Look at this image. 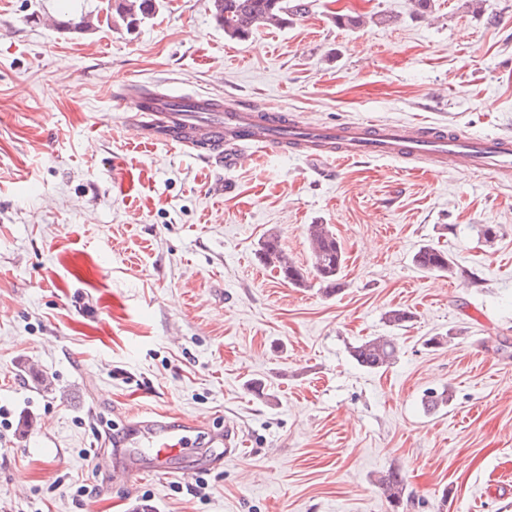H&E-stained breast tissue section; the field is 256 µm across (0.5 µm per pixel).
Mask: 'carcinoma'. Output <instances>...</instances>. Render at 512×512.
Masks as SVG:
<instances>
[{
    "mask_svg": "<svg viewBox=\"0 0 512 512\" xmlns=\"http://www.w3.org/2000/svg\"><path fill=\"white\" fill-rule=\"evenodd\" d=\"M302 0H210L209 10L216 23L224 28V35L239 41L247 39L260 26H282L288 18L306 10ZM106 11L113 22H122L131 29L153 15L155 0H107ZM308 237L315 242L311 250L310 269L306 270L288 259L281 247L279 236L270 232L259 243V259L278 271L280 279L295 287L306 288L309 279L316 280L327 295L339 292L343 286L345 253L340 241L325 225L311 224ZM413 263L428 273H453V262L448 253L430 245L421 247ZM398 347L395 338L380 336L366 339L352 347L351 356L363 368L380 370L393 364ZM422 402L429 411L448 405L446 392L429 391ZM378 486L387 502L394 509L403 500L405 484L401 473L395 469L378 480Z\"/></svg>",
    "mask_w": 512,
    "mask_h": 512,
    "instance_id": "1",
    "label": "carcinoma"
}]
</instances>
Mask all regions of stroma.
<instances>
[{
    "label": "stroma",
    "mask_w": 512,
    "mask_h": 512,
    "mask_svg": "<svg viewBox=\"0 0 512 512\" xmlns=\"http://www.w3.org/2000/svg\"><path fill=\"white\" fill-rule=\"evenodd\" d=\"M309 3L238 41L208 0H159L132 30L103 0H0V512H512V186L396 159L214 166L141 143L113 98L512 134V0ZM311 224L345 252L331 296L257 254L274 230L308 266ZM425 245L452 276L413 264ZM372 336L398 345L380 371L350 354ZM429 389L447 407L427 412ZM148 410L239 449L108 485L113 431ZM381 493L393 509H398L403 500L405 484L401 473L392 469L386 472L378 480Z\"/></svg>",
    "instance_id": "1"
}]
</instances>
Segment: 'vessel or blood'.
<instances>
[{
  "label": "vessel or blood",
  "mask_w": 512,
  "mask_h": 512,
  "mask_svg": "<svg viewBox=\"0 0 512 512\" xmlns=\"http://www.w3.org/2000/svg\"><path fill=\"white\" fill-rule=\"evenodd\" d=\"M121 105H135L129 123L139 138L180 148H201L215 159L241 165L254 153H296L308 160L358 158L425 159L500 179L512 177V137H474L445 127L409 123H341L311 125L281 111H259L247 100L225 108L214 119L194 114L196 99L166 91L122 87L114 95ZM127 448L112 467L113 476L132 481L147 473L174 472L175 461L191 449L207 457L209 449L236 453L232 429L198 447L195 423L178 425L165 414L142 417L128 427Z\"/></svg>",
  "instance_id": "b4317fda"
}]
</instances>
